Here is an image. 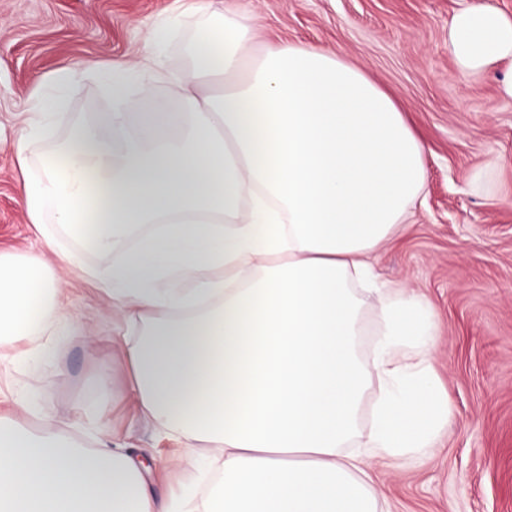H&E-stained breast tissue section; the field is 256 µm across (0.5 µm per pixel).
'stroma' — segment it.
Instances as JSON below:
<instances>
[{"label":"stroma","instance_id":"obj_1","mask_svg":"<svg viewBox=\"0 0 512 512\" xmlns=\"http://www.w3.org/2000/svg\"><path fill=\"white\" fill-rule=\"evenodd\" d=\"M191 0H0V251L38 253L22 199L15 142L48 77L84 61L132 67L154 26L173 28L157 49L187 65L197 21ZM252 28L256 50L281 42L340 48L389 91L426 144L427 184L411 224L373 265L380 279L424 294L434 305L433 364L448 393L435 451L377 460L371 470L390 512H512V98L499 76L458 74L448 54V20L480 4L512 14V0H219ZM59 124L99 123L109 102L96 76L64 91ZM491 171V190L472 175ZM63 311L92 338L36 336L51 362L16 351L0 360V414L30 425L50 413L81 426L95 446L122 448L147 466L150 492L176 504L205 497L217 467L145 421L129 388L112 306L71 276ZM180 457L179 466L168 463Z\"/></svg>","mask_w":512,"mask_h":512}]
</instances>
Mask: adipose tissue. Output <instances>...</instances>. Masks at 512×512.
<instances>
[{
	"instance_id": "adipose-tissue-1",
	"label": "adipose tissue",
	"mask_w": 512,
	"mask_h": 512,
	"mask_svg": "<svg viewBox=\"0 0 512 512\" xmlns=\"http://www.w3.org/2000/svg\"><path fill=\"white\" fill-rule=\"evenodd\" d=\"M213 0L188 66L154 55L127 71L91 63L112 106L100 125L58 134L50 78L21 129L17 160L47 254L0 252V346L61 324L62 272L80 270L124 329L114 349L142 417L187 447L207 445L222 476L183 512H381L365 465L434 448L433 306L375 283L369 256L403 228L427 176L423 141L395 99L340 50L281 43L257 53ZM457 71L500 73L512 97V16L453 15ZM169 83L156 93L157 77ZM105 254L103 265L89 257ZM377 300L378 337L361 359L355 282ZM376 404L355 434L370 381ZM0 512H170L119 448H94L42 417L0 416ZM377 389V382L373 381L370 388L366 391L365 395V407L364 412L362 414L361 420L359 422V434L355 436L352 441L347 445V447L343 448L345 451H353L359 448L364 441V434L366 433L369 427V418L372 409V405L374 402V392Z\"/></svg>"
}]
</instances>
